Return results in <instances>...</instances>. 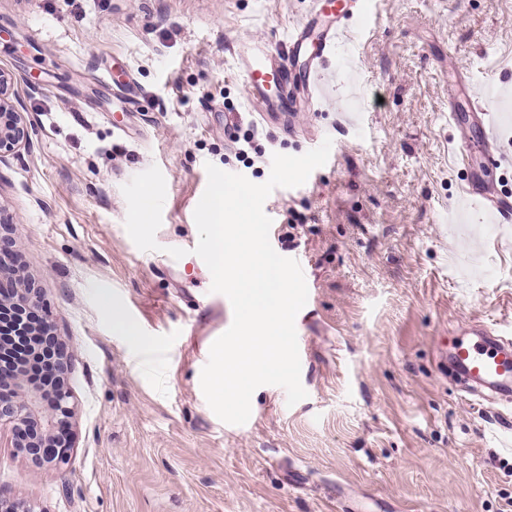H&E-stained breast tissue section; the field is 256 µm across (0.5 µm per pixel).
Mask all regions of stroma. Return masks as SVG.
<instances>
[{
  "instance_id": "stroma-1",
  "label": "stroma",
  "mask_w": 512,
  "mask_h": 512,
  "mask_svg": "<svg viewBox=\"0 0 512 512\" xmlns=\"http://www.w3.org/2000/svg\"><path fill=\"white\" fill-rule=\"evenodd\" d=\"M319 2L0 0V69L35 129L0 161V212L75 404L62 468L0 431V495L38 512H512V403L448 367L449 336L512 340V223L448 220L466 183L512 194V125L485 139L463 89L512 90V0H375L318 66L286 45ZM249 43L326 92L262 118L237 66ZM250 125L249 167L232 138ZM327 138L316 177L264 203L276 252L305 261L307 396L263 385L247 423H224L200 375L232 306L206 266L168 257L198 241L206 164L262 184L274 154ZM104 285L152 348L113 329Z\"/></svg>"
}]
</instances>
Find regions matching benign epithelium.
Instances as JSON below:
<instances>
[{"label":"benign epithelium","instance_id":"obj_1","mask_svg":"<svg viewBox=\"0 0 512 512\" xmlns=\"http://www.w3.org/2000/svg\"><path fill=\"white\" fill-rule=\"evenodd\" d=\"M11 85L10 74L0 69V159L30 143V123L12 100ZM12 244L0 235V312L15 314L18 332L44 357V371L43 380H36L26 355L13 356L14 337L0 335V427H9L12 447L35 467L60 468L74 448L71 354L55 333L37 288L17 265Z\"/></svg>","mask_w":512,"mask_h":512}]
</instances>
